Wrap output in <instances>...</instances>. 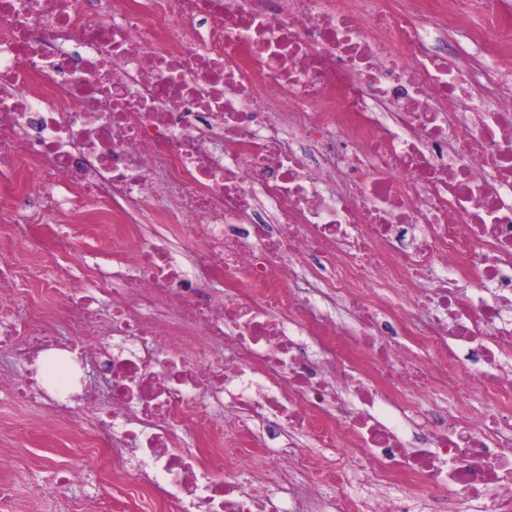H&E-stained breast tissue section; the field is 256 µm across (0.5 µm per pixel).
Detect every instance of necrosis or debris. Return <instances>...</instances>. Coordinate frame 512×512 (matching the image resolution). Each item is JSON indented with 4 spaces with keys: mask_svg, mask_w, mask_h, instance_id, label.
<instances>
[{
    "mask_svg": "<svg viewBox=\"0 0 512 512\" xmlns=\"http://www.w3.org/2000/svg\"><path fill=\"white\" fill-rule=\"evenodd\" d=\"M24 172L0 240L78 217L93 257L107 224L112 268L74 279L58 234L0 256L8 385L130 502L512 512V0H0Z\"/></svg>",
    "mask_w": 512,
    "mask_h": 512,
    "instance_id": "1",
    "label": "necrosis or debris"
}]
</instances>
